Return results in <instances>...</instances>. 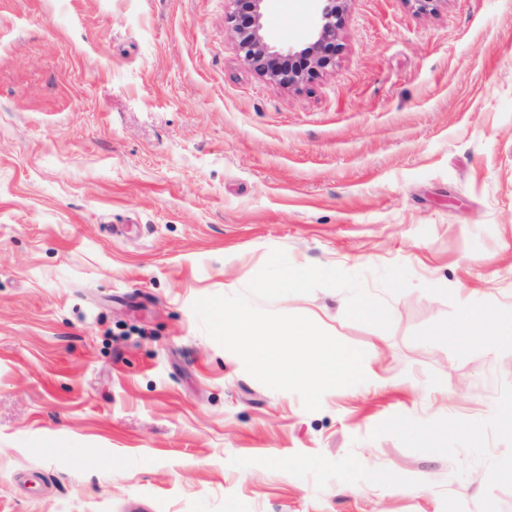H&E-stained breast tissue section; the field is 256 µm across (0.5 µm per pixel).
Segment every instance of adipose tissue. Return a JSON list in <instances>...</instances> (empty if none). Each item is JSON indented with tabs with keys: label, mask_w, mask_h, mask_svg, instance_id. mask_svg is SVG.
Returning <instances> with one entry per match:
<instances>
[{
	"label": "adipose tissue",
	"mask_w": 512,
	"mask_h": 512,
	"mask_svg": "<svg viewBox=\"0 0 512 512\" xmlns=\"http://www.w3.org/2000/svg\"><path fill=\"white\" fill-rule=\"evenodd\" d=\"M435 333L456 344L481 336L492 346L512 348V306L465 307L455 322L439 325Z\"/></svg>",
	"instance_id": "obj_1"
}]
</instances>
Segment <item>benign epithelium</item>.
<instances>
[{
	"instance_id": "benign-epithelium-1",
	"label": "benign epithelium",
	"mask_w": 512,
	"mask_h": 512,
	"mask_svg": "<svg viewBox=\"0 0 512 512\" xmlns=\"http://www.w3.org/2000/svg\"><path fill=\"white\" fill-rule=\"evenodd\" d=\"M227 30L233 33L246 62L277 84H295L304 72L323 68L333 56L342 12L336 0H321L315 27L301 43L280 51L266 39L264 20L268 0H228Z\"/></svg>"
}]
</instances>
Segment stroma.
<instances>
[{
	"mask_svg": "<svg viewBox=\"0 0 512 512\" xmlns=\"http://www.w3.org/2000/svg\"><path fill=\"white\" fill-rule=\"evenodd\" d=\"M342 8L279 86L227 0H0V512H512V354L433 333L512 304V0ZM275 249L386 303L268 304L377 383L309 412L205 332Z\"/></svg>",
	"mask_w": 512,
	"mask_h": 512,
	"instance_id": "stroma-1",
	"label": "stroma"
}]
</instances>
